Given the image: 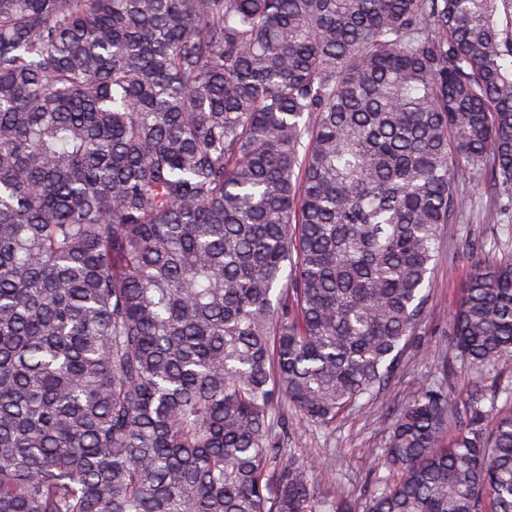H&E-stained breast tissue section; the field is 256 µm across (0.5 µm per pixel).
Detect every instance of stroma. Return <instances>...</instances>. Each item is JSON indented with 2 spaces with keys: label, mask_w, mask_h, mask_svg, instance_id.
I'll use <instances>...</instances> for the list:
<instances>
[{
  "label": "stroma",
  "mask_w": 512,
  "mask_h": 512,
  "mask_svg": "<svg viewBox=\"0 0 512 512\" xmlns=\"http://www.w3.org/2000/svg\"><path fill=\"white\" fill-rule=\"evenodd\" d=\"M474 206L442 233L438 263L431 283L429 319L420 346L409 349L384 389L361 407L342 412L329 428H321L288 413L292 445L304 460L314 462V478L322 491H341L364 503L379 478L395 480L383 465L386 427L398 408L421 385L442 380L459 414L450 431L464 428L475 398L490 401L512 388V358L479 371L461 367L449 334L448 318L459 302L473 266L512 254V230L484 221L490 204L484 180L464 179Z\"/></svg>",
  "instance_id": "1"
}]
</instances>
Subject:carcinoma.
Instances as JSON below:
<instances>
[{"mask_svg":"<svg viewBox=\"0 0 512 512\" xmlns=\"http://www.w3.org/2000/svg\"><path fill=\"white\" fill-rule=\"evenodd\" d=\"M512 211V0H0V512H355L285 447L425 327L441 229ZM460 364L512 354L474 265ZM388 428L365 512H512V410Z\"/></svg>","mask_w":512,"mask_h":512,"instance_id":"cac0c4a2","label":"carcinoma"}]
</instances>
